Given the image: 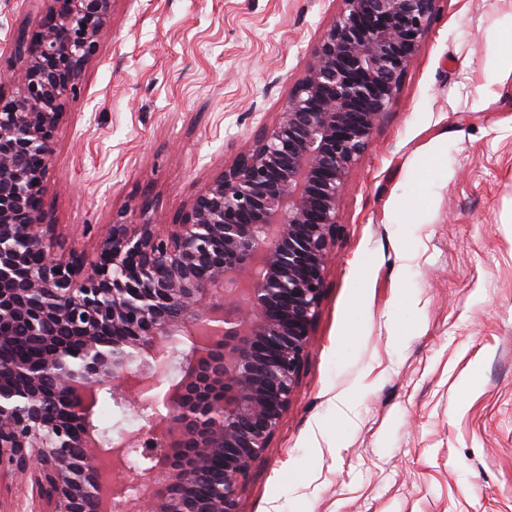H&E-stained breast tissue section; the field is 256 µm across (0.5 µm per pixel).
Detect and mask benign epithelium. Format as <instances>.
Instances as JSON below:
<instances>
[{
  "mask_svg": "<svg viewBox=\"0 0 512 512\" xmlns=\"http://www.w3.org/2000/svg\"><path fill=\"white\" fill-rule=\"evenodd\" d=\"M0 43V476L44 512H240L299 387L341 230L349 172L396 103L437 0H342L271 122L172 223L122 210L90 258L56 254L44 195L59 125L78 101L114 0H43ZM180 355H175L176 346ZM138 433L109 446L99 396ZM114 410H116L117 414L113 419L112 399L106 392L102 393L96 407L94 422L106 443L112 437V430H114L113 421H118L124 427V430L129 433H137L140 427V421L132 409L127 408L124 410L114 406Z\"/></svg>",
  "mask_w": 512,
  "mask_h": 512,
  "instance_id": "benign-epithelium-1",
  "label": "benign epithelium"
}]
</instances>
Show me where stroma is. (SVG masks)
<instances>
[{"label": "stroma", "instance_id": "35a3bbf8", "mask_svg": "<svg viewBox=\"0 0 512 512\" xmlns=\"http://www.w3.org/2000/svg\"><path fill=\"white\" fill-rule=\"evenodd\" d=\"M341 0H115L50 160L92 254L171 223L278 111ZM299 387L241 512H512V0H439L350 172Z\"/></svg>", "mask_w": 512, "mask_h": 512}]
</instances>
